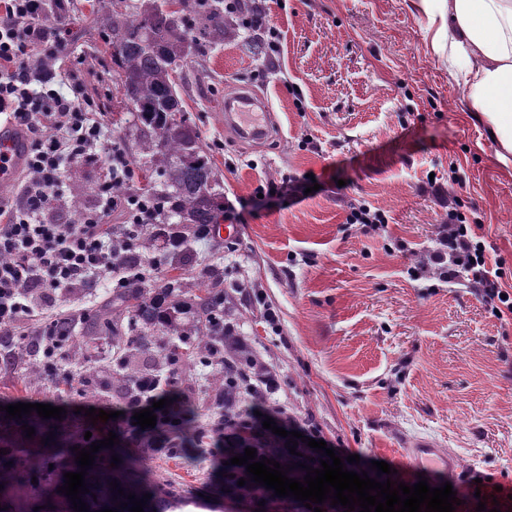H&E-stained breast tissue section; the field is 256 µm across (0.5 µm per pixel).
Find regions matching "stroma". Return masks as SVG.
<instances>
[{
    "instance_id": "stroma-1",
    "label": "stroma",
    "mask_w": 512,
    "mask_h": 512,
    "mask_svg": "<svg viewBox=\"0 0 512 512\" xmlns=\"http://www.w3.org/2000/svg\"><path fill=\"white\" fill-rule=\"evenodd\" d=\"M142 3L70 0V54L61 63L138 167L149 158L137 146L110 32L114 14L136 16ZM267 5L281 32L271 69L230 27L200 34L175 73L235 230L192 245L186 278L200 282L222 264L230 319L280 382L271 402L342 455H359L360 469L384 461L397 482L451 483L455 512L481 502L512 512V316H491L466 282L412 273L428 261L453 204L495 246L512 290V167L498 162L486 122L467 111L414 0ZM244 90L273 114L263 142L224 129L225 96ZM309 173L319 189L300 203L257 195ZM355 199L385 211V230L347 223ZM269 309L277 327L264 320ZM63 367L93 369L108 384L111 337L77 335ZM0 399L58 406L68 418L109 407L66 393L62 376H46L31 355L0 368ZM422 440L450 450L459 471L419 476L403 451ZM217 454L208 444L186 457L161 449L144 469L206 498Z\"/></svg>"
}]
</instances>
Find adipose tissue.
Wrapping results in <instances>:
<instances>
[{
	"mask_svg": "<svg viewBox=\"0 0 512 512\" xmlns=\"http://www.w3.org/2000/svg\"><path fill=\"white\" fill-rule=\"evenodd\" d=\"M418 8L469 111L487 122L498 161L512 166V0H418Z\"/></svg>",
	"mask_w": 512,
	"mask_h": 512,
	"instance_id": "obj_1",
	"label": "adipose tissue"
}]
</instances>
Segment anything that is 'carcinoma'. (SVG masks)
<instances>
[{
    "label": "carcinoma",
    "mask_w": 512,
    "mask_h": 512,
    "mask_svg": "<svg viewBox=\"0 0 512 512\" xmlns=\"http://www.w3.org/2000/svg\"><path fill=\"white\" fill-rule=\"evenodd\" d=\"M194 10L206 15L210 33L224 32L227 23L222 8L200 0ZM190 40L192 35L184 19H175L156 0H146L136 18L112 17V44L121 64L123 95L133 106L131 115L140 131L139 148L154 162L142 179L148 183L156 175L163 179L161 224L146 235L134 224L119 227L114 262L128 272L129 278L114 283L112 291L96 307L67 319L61 328L68 330L71 338L78 325L88 335L103 333L112 337L115 353L110 389L118 405L142 398L146 394L143 381L160 383L153 378L156 369L134 363L139 356L163 354L164 365L173 374L184 362L186 350L194 353L204 367L222 364L212 401L220 411V419L207 429L197 423L190 394L177 390L174 383L169 390L159 392V397L172 403L158 413L155 427L138 432L132 442L133 453L120 452L121 462L116 467L111 466L112 453L95 454V462L86 475L89 493L81 495L89 512H99L102 502H123V495L129 493L138 499L151 495L144 512H181L192 502L190 493L175 492L165 483L146 481L139 474L140 463L151 449L158 447L162 436L173 455L200 447L208 433H222L226 461L254 448L257 462L266 457L284 467L297 462L314 469L321 467L320 455L313 449L300 442L296 447L300 455H292L285 448V438L262 428L265 417L281 422L285 411L268 404L259 387L265 365L226 319L228 293L224 291V275L213 272L199 282L192 292L195 318L186 322L182 318L187 288L185 276L180 274L181 256L160 251L156 246L170 219L176 220L181 246L187 247L198 241L199 228L218 224L224 218V196L217 191L216 173L204 156L197 129L186 117L173 79L174 67L186 58ZM152 263L160 266L163 278L149 294L140 287L135 274ZM6 405L8 402H0V449H7L0 454V484L6 491L0 496V512H34L39 505L43 506L39 512H75L70 498L57 492L65 484L60 472L68 462L72 463L70 471L80 470L73 463L76 452L72 448L89 447L99 440V434L94 431L86 440L81 424L43 419L34 412L9 419L2 410ZM24 424L35 429L34 438L26 437ZM52 431L55 438L43 443ZM14 448L23 449V455L12 452ZM30 464L51 468L35 496L28 490ZM224 473V500L243 503L249 512H314L317 506L328 512H344L340 505L333 508L326 502L314 503L308 509L291 497H277L274 491L251 481L244 466H226ZM241 478L246 479L243 486L237 485ZM114 480L119 484L117 489L110 486ZM120 488L124 490L122 495L118 494ZM261 500L265 501L262 507Z\"/></svg>",
    "instance_id": "cac0c4a2"
}]
</instances>
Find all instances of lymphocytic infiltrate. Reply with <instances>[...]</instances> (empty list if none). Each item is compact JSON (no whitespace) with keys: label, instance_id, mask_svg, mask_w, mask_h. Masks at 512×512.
Wrapping results in <instances>:
<instances>
[{"label":"lymphocytic infiltrate","instance_id":"f902f5d3","mask_svg":"<svg viewBox=\"0 0 512 512\" xmlns=\"http://www.w3.org/2000/svg\"><path fill=\"white\" fill-rule=\"evenodd\" d=\"M66 0H0V121L25 140L17 191L0 198V335L12 336L34 306L78 287L117 277L112 265L115 227L148 229L155 197L133 190L134 169L120 140L104 142L94 101L58 79L68 47ZM238 27L256 44L262 67H271L280 33L265 0H250ZM104 171L91 203L73 208L70 175L81 165ZM493 246L457 209H449L429 256L430 277L466 280L488 313L511 314L512 293L502 271L488 267Z\"/></svg>","mask_w":512,"mask_h":512}]
</instances>
